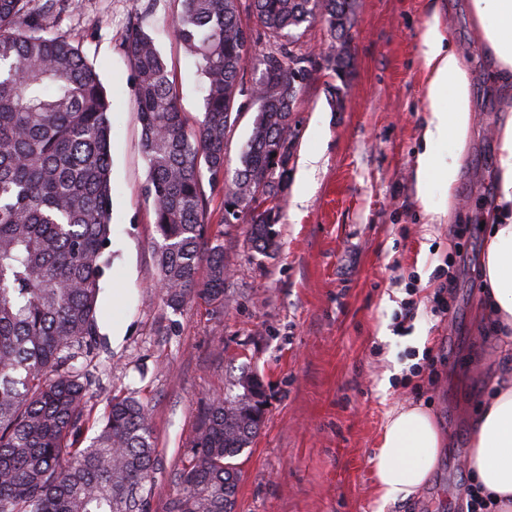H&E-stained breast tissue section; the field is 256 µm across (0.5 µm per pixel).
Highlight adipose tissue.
<instances>
[{
	"label": "adipose tissue",
	"mask_w": 512,
	"mask_h": 512,
	"mask_svg": "<svg viewBox=\"0 0 512 512\" xmlns=\"http://www.w3.org/2000/svg\"><path fill=\"white\" fill-rule=\"evenodd\" d=\"M471 12L496 61L495 78L512 87V0H471ZM421 54L428 108L416 178L424 200L433 182L453 187L458 158L437 155L433 148L451 136L464 138L471 111L463 62L439 22L425 26ZM488 222L485 301L503 332V352L512 354V121L500 134L497 207ZM443 445L439 427L423 407L389 413L371 459L381 500L407 498L424 485L439 464ZM470 445L468 471L498 501L500 512H512V372L496 380L480 406Z\"/></svg>",
	"instance_id": "obj_1"
}]
</instances>
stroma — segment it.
Returning a JSON list of instances; mask_svg holds the SVG:
<instances>
[{
  "label": "stroma",
  "instance_id": "stroma-1",
  "mask_svg": "<svg viewBox=\"0 0 512 512\" xmlns=\"http://www.w3.org/2000/svg\"><path fill=\"white\" fill-rule=\"evenodd\" d=\"M468 3L356 0L347 81L319 68L295 105V149L314 148L321 159L301 203L298 162L288 164L275 254L248 249L245 221L225 223L222 193L204 183L209 237L232 267L219 309L198 300L176 311L161 299L131 108L136 75L124 38L136 21L173 75L187 128L202 117V82L170 36L181 0H82L78 13L50 24L49 33L79 45L114 101L112 265L98 304L104 338L116 326L124 338L99 357L103 387L91 405L99 414L113 394L129 393L151 408L159 457L151 512H166L203 410L245 373L264 379L268 404L261 432L237 459V512H465L470 420L504 364L484 306L489 230L480 216L497 199L498 138L512 119V99L489 80L495 60ZM433 19L464 61L473 120L464 143L438 148L460 155L452 192L433 186L424 204L415 178L427 107L420 33ZM447 206L450 216H441ZM450 262L459 278L455 320L421 313L398 334L409 280L429 297L435 269ZM444 342L455 352L450 362L408 377V351ZM403 405L429 411L448 446L423 487L385 504L370 461L388 414Z\"/></svg>",
  "mask_w": 512,
  "mask_h": 512
}]
</instances>
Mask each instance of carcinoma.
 <instances>
[{"mask_svg":"<svg viewBox=\"0 0 512 512\" xmlns=\"http://www.w3.org/2000/svg\"><path fill=\"white\" fill-rule=\"evenodd\" d=\"M173 37L204 78V112L186 128L154 40L133 23L134 112L148 165L145 195L157 233L158 288L172 309L221 306L231 269L210 241L204 176L222 187L225 223L248 216L247 241L278 247L282 182L293 155L292 115L316 78L301 27L318 18L330 42L349 34L355 0H249L276 48L256 49L241 0H182ZM80 0H0V512H150L157 470L153 415L114 395L91 416L99 376L100 281L112 234L111 101L95 67L49 21ZM350 50L327 58L342 78ZM258 77L246 85V67ZM256 105L239 165L225 155L238 97ZM206 277L200 278L201 267ZM204 411L168 512H237L235 460L260 433L265 385L245 374ZM96 429L91 444L85 433Z\"/></svg>","mask_w":512,"mask_h":512,"instance_id":"cac0c4a2","label":"carcinoma"}]
</instances>
